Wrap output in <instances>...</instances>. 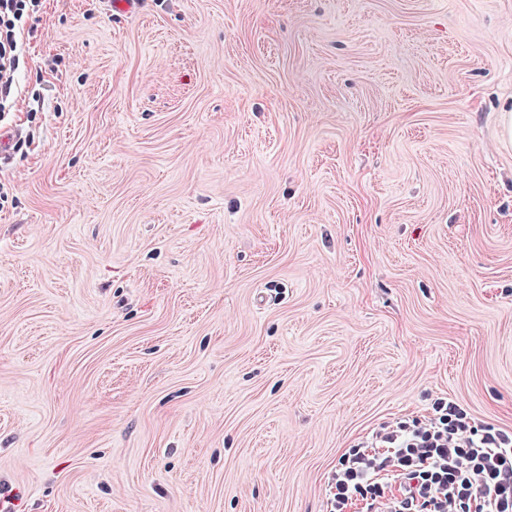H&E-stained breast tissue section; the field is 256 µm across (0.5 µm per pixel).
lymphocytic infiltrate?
Masks as SVG:
<instances>
[{
  "label": "lymphocytic infiltrate",
  "mask_w": 512,
  "mask_h": 512,
  "mask_svg": "<svg viewBox=\"0 0 512 512\" xmlns=\"http://www.w3.org/2000/svg\"><path fill=\"white\" fill-rule=\"evenodd\" d=\"M42 0H0V122L19 92L21 32ZM329 512H512V430L479 425L453 397L394 418L342 454Z\"/></svg>",
  "instance_id": "lymphocytic-infiltrate-1"
}]
</instances>
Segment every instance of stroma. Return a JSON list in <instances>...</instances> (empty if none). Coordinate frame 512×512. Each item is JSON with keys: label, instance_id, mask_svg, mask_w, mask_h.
<instances>
[{"label": "stroma", "instance_id": "stroma-1", "mask_svg": "<svg viewBox=\"0 0 512 512\" xmlns=\"http://www.w3.org/2000/svg\"><path fill=\"white\" fill-rule=\"evenodd\" d=\"M0 162V512H327L450 396L512 428V0H43Z\"/></svg>", "mask_w": 512, "mask_h": 512}]
</instances>
